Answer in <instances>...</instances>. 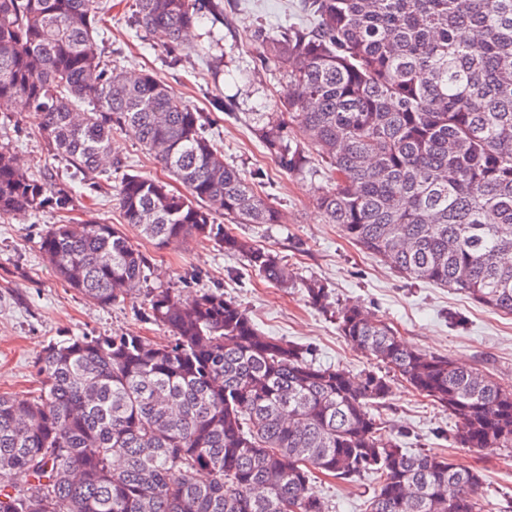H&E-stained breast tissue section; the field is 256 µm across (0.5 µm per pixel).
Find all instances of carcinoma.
Segmentation results:
<instances>
[{"instance_id": "carcinoma-1", "label": "carcinoma", "mask_w": 512, "mask_h": 512, "mask_svg": "<svg viewBox=\"0 0 512 512\" xmlns=\"http://www.w3.org/2000/svg\"><path fill=\"white\" fill-rule=\"evenodd\" d=\"M308 23L254 31L260 65L294 84L283 112L255 113V134L288 172L314 147L328 185L326 222L411 279L512 316V0H303ZM224 0H135L134 24L180 50ZM99 0H0V112L37 121L73 176L123 167L124 132L184 192L126 173L125 224L161 249L213 240L265 279L292 283L274 251L224 231L281 224L257 178L224 162L203 115L154 73L101 60ZM69 194L20 169L0 146V222L68 209ZM43 260L107 307L143 287L147 256L112 224H52ZM314 305L331 308L319 280ZM350 346L387 370L321 367L259 331L212 289L147 292L165 341L123 333L44 347L37 390L0 395V512H327L310 473H365V512H484L479 472L411 452L382 414L394 374L456 421L458 448L512 449V388L477 368L409 347L358 302L336 309ZM24 472L28 481L14 482Z\"/></svg>"}]
</instances>
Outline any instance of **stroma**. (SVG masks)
I'll return each mask as SVG.
<instances>
[{"label":"stroma","mask_w":512,"mask_h":512,"mask_svg":"<svg viewBox=\"0 0 512 512\" xmlns=\"http://www.w3.org/2000/svg\"><path fill=\"white\" fill-rule=\"evenodd\" d=\"M98 47L106 58L128 69L149 70L203 114V130L227 162L246 177L262 174L267 193L285 216L281 224H233L230 232L276 252L288 262L292 285L272 284L238 256L215 242L187 239L159 249L140 236L133 243L149 258L146 285L172 288L182 297L211 288L235 300L268 336L308 349L324 366L360 373L373 361L355 352L331 313L312 305L307 281L318 279L336 303L360 302L376 318L394 326L412 347L453 362L485 370L512 385V317L496 313L464 294L397 274L326 223L314 198L324 185L314 166L289 173L258 140L253 115L278 112L289 92L278 69L256 63L257 24L302 22L299 0H224V18L197 25L178 56L167 55L163 36L135 31V0H110ZM223 109H215V99ZM9 144L20 165L37 178L51 177L70 192L65 213H20L0 223V394L24 395L38 385L37 362L43 347L69 336L139 334L165 340L149 323L143 298L100 307L59 280L42 259L40 241L48 226L66 218L77 223L122 225L116 189L124 173L159 180L168 174L131 137L115 133L112 152L126 161L123 170L101 176L96 186L73 179L61 158L48 154L37 122L28 114L0 116V143ZM382 413L389 432L413 451L451 457L483 475L486 512H512V451L455 447V420L441 407L394 381ZM375 480L363 475L343 482L314 472L309 490L329 512H364Z\"/></svg>","instance_id":"1"}]
</instances>
